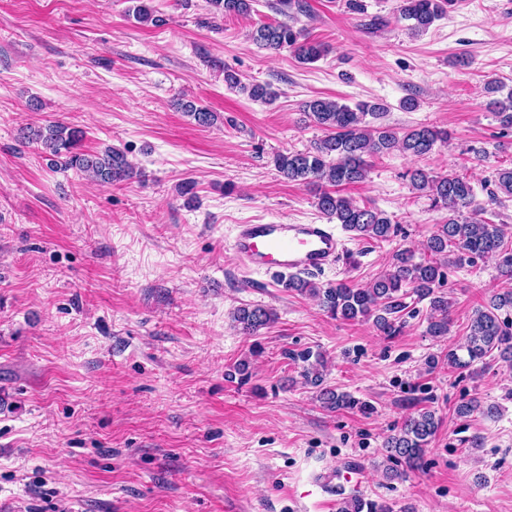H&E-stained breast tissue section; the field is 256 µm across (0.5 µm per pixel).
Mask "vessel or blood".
Returning a JSON list of instances; mask_svg holds the SVG:
<instances>
[{
	"instance_id": "obj_1",
	"label": "vessel or blood",
	"mask_w": 512,
	"mask_h": 512,
	"mask_svg": "<svg viewBox=\"0 0 512 512\" xmlns=\"http://www.w3.org/2000/svg\"><path fill=\"white\" fill-rule=\"evenodd\" d=\"M231 249L243 269L278 278L336 266L344 241L329 224H240Z\"/></svg>"
}]
</instances>
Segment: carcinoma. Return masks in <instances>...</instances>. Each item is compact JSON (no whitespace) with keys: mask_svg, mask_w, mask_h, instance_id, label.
Returning <instances> with one entry per match:
<instances>
[{"mask_svg":"<svg viewBox=\"0 0 512 512\" xmlns=\"http://www.w3.org/2000/svg\"><path fill=\"white\" fill-rule=\"evenodd\" d=\"M253 0H209L211 6L226 15H245ZM454 0H399V17L412 22L416 32L428 30L448 13ZM258 46L280 51L288 49L302 63H314L324 54L320 44L307 41L304 29L286 22L261 24L251 33ZM224 83L245 91L255 101L271 102L276 92L268 84L246 85L234 72L224 73ZM488 108L500 118L506 128H512V89L504 99H492ZM187 116L200 126L215 124L219 115L187 102L182 104ZM306 116L325 131L324 137L303 151L279 153L273 163L290 182L316 187V206L329 218L336 219L344 229L360 238L388 241L398 231V224L375 207L359 205L341 195L338 188L356 184L368 175L367 158L399 151L412 157L432 152L437 142L448 139V132L434 127H415L398 130L379 122L387 107L380 103L359 102L353 106L336 100L316 98L305 103ZM23 139L36 143L61 160L62 167L84 173L102 183L124 181L133 176V165L126 155L114 148L103 152L86 153L81 149L79 132L63 123L31 128ZM412 188L432 199V206L448 211V219L426 242L430 259L415 261L408 249L393 255L392 270L372 282L350 285L346 282L318 285L299 276H291L285 287L319 300L323 311L343 321H373L377 331L386 337L401 333V313L407 309L405 299L414 295L417 300H429L426 333L436 339L448 336L450 320L448 299L438 294L446 274L444 268L463 261L473 263L493 256L500 276L512 282V248L505 246V231L501 224H491L482 218L485 208L475 203V193L469 179L456 172L431 175L421 169L410 176ZM488 203L498 204V193L512 195V167L496 170ZM512 310V288L494 293L487 306L475 311L469 326L461 356L448 349V365L477 374L473 366L486 364L493 356L512 367V322L503 319L499 311ZM235 321L243 334L253 336L274 321L273 313L263 306H244L237 310ZM303 363L304 377L319 389V398L330 410H341L367 404L351 395L323 386L320 368L322 356L310 350L290 355ZM438 428L432 411H420L393 428L385 443V474L392 479L404 478L406 469L417 467L423 459ZM337 512H392V508L375 500L361 497L343 498Z\"/></svg>","mask_w":512,"mask_h":512,"instance_id":"1","label":"carcinoma"}]
</instances>
